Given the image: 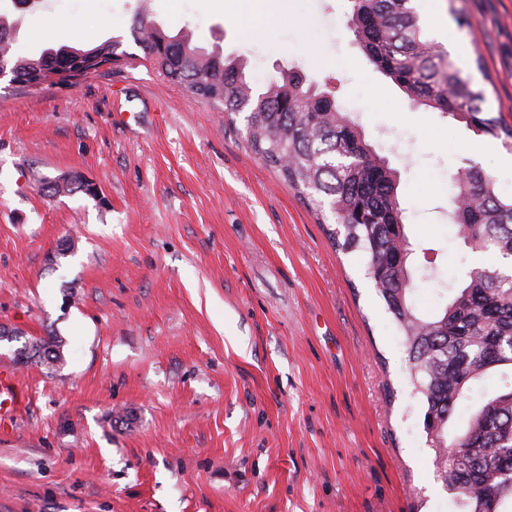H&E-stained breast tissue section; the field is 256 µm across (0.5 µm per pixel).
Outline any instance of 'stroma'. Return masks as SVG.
I'll return each instance as SVG.
<instances>
[{"label": "stroma", "mask_w": 512, "mask_h": 512, "mask_svg": "<svg viewBox=\"0 0 512 512\" xmlns=\"http://www.w3.org/2000/svg\"><path fill=\"white\" fill-rule=\"evenodd\" d=\"M137 0H38L15 52L121 39L127 58L64 85L0 80V512H456L435 471L396 324L358 255L245 143L244 117L191 100L131 36ZM430 39L512 127V0H414ZM169 33L284 68L355 113L400 172L413 242L440 249L417 283L429 311L477 260L445 214L448 173L476 161L512 193V149L413 108L348 28V0H150ZM65 22L69 33L39 32ZM485 71L477 73L474 59ZM92 183L50 197L42 182ZM61 345L47 372L24 342ZM128 413L131 425L118 423Z\"/></svg>", "instance_id": "stroma-1"}]
</instances>
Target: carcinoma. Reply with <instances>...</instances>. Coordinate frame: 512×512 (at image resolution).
Here are the masks:
<instances>
[{
  "label": "carcinoma",
  "instance_id": "cac0c4a2",
  "mask_svg": "<svg viewBox=\"0 0 512 512\" xmlns=\"http://www.w3.org/2000/svg\"><path fill=\"white\" fill-rule=\"evenodd\" d=\"M350 29L369 61L409 97L412 106L439 112L477 135L512 144V128L488 105L485 87L472 84L429 36L413 0H350ZM132 36L190 98L228 115L247 113L251 152L327 226L336 250L366 261L386 311L404 336L412 383L425 403L424 431L439 472L456 493L459 512H512V389L486 390L472 400V385L495 375L512 379V195L498 176L470 162L448 173V224L468 252L491 255L500 266L474 267L447 286L449 299L426 314L416 303V280L438 276L441 250L415 264L398 171L367 140L360 123L337 103L334 92L282 69L261 91L251 86L248 62L196 46L189 33L170 35L143 8L134 12ZM16 23L0 13V60L39 87L55 75L88 63L85 73L122 57L115 39L83 47L47 48L37 56L13 51ZM52 370L60 346L29 347ZM464 404L468 418L459 422Z\"/></svg>",
  "mask_w": 512,
  "mask_h": 512
}]
</instances>
